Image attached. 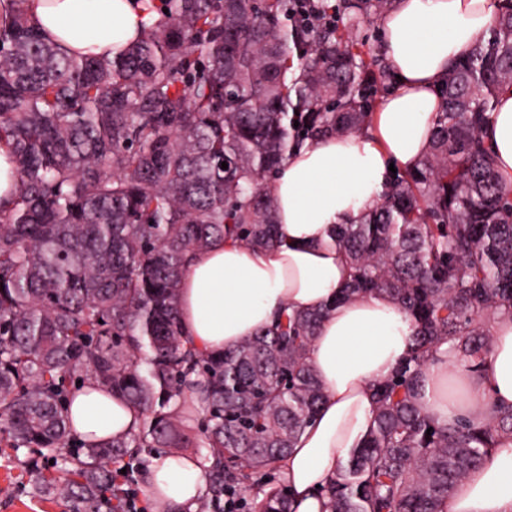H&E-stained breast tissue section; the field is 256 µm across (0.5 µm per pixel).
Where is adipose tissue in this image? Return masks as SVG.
<instances>
[{"label": "adipose tissue", "mask_w": 512, "mask_h": 512, "mask_svg": "<svg viewBox=\"0 0 512 512\" xmlns=\"http://www.w3.org/2000/svg\"><path fill=\"white\" fill-rule=\"evenodd\" d=\"M503 0H398L380 21L393 90L370 129L306 142L272 186L276 246L218 242L193 258L182 277L183 332L196 347L221 350L269 327L282 308L327 309L310 352L324 399L280 468L297 512H327L321 489L373 426L374 387L405 361L417 332L389 297L335 298L350 278L334 243L339 224H354L379 200L392 170L410 171L427 155L441 101L442 77L465 57L498 16ZM43 36L70 56H108L138 35L141 0H22ZM506 188H512V91L500 94L483 129ZM491 344L479 370L439 346L421 381L438 423L465 416L486 421L512 405V313L490 323ZM72 427L101 444L133 432L138 409L93 382L70 396ZM206 487L200 462L155 455L147 490L164 512H192ZM444 512H512V439H502L458 483Z\"/></svg>", "instance_id": "adipose-tissue-1"}]
</instances>
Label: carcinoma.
<instances>
[{"label":"carcinoma","instance_id":"obj_1","mask_svg":"<svg viewBox=\"0 0 512 512\" xmlns=\"http://www.w3.org/2000/svg\"><path fill=\"white\" fill-rule=\"evenodd\" d=\"M9 2L0 142L19 185L0 212V442L28 450L32 470L68 447L82 376L139 409V426L80 443L61 457L65 481L40 476L34 495L122 512L118 467L194 447L192 421L207 463L196 512H224L225 491L276 470L316 414L324 391L309 353L329 309H285L261 333L203 352L180 323L183 270L216 242L277 243L270 180L305 141L369 126L390 74L359 32L396 0H147L159 18L111 58L62 53ZM504 2L438 86L429 153L393 174L359 223L336 228L351 268L338 300L387 294L417 333L374 388L363 445L323 490L330 512H442L512 436V406L481 425H441L420 391L436 345L478 368L485 323L512 312V193L482 135L512 90ZM254 512H295L293 497L273 488Z\"/></svg>","mask_w":512,"mask_h":512}]
</instances>
